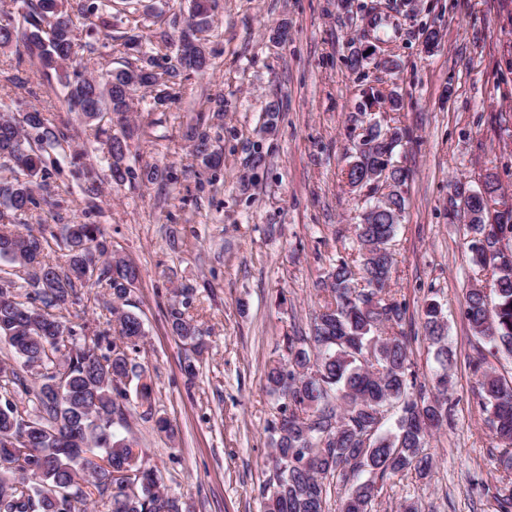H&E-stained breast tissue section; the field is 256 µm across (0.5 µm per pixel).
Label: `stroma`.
Returning a JSON list of instances; mask_svg holds the SVG:
<instances>
[{"instance_id": "1", "label": "stroma", "mask_w": 512, "mask_h": 512, "mask_svg": "<svg viewBox=\"0 0 512 512\" xmlns=\"http://www.w3.org/2000/svg\"><path fill=\"white\" fill-rule=\"evenodd\" d=\"M372 6L394 24L374 53L367 50ZM188 19V0H134L113 13L111 28L79 21L80 43L96 47L89 75L136 62L125 43L133 28L156 68L169 66L176 51L159 34H180ZM429 28L439 40L427 50ZM205 47L209 67L182 71L165 102L156 103L151 88L134 94L133 179L104 181L87 201L66 150H52L58 171L50 190L62 206L22 217L45 225L53 262L66 261L65 225L90 221L140 269L127 308L145 328L133 360L152 385V411L133 413L129 434L192 512H264L273 476L266 427L281 406L266 370L284 355L286 337L308 335L331 265L358 254L355 226L377 196L351 190L345 173L367 123L359 105L376 89L399 98L381 122L409 132L395 155L409 171V203L389 244L388 289L405 309L400 329L414 395L432 397L438 367L423 327L428 299L447 314L452 360L448 421L427 444L432 477L409 471L380 481L372 512L408 504L419 512H501L512 485L499 480L504 444L480 407L472 361L484 356L486 367L512 381V356L480 341L464 316L467 291H492L494 275L472 263L466 221L449 218L448 208L456 180L476 190L491 176L512 198V0H219ZM355 52L363 55L357 71L349 63ZM16 62L15 53H0V102L40 109L64 128L67 150L100 166L106 147L94 125L76 121L61 86L35 66L28 84L11 83ZM218 96L220 117L211 104ZM272 101L280 114L267 133L264 108ZM199 115L222 151L215 171L191 154L189 124ZM255 144L266 162L253 169L247 156ZM183 286L192 289L185 314L208 342L197 358L168 325ZM161 417L170 432L158 431Z\"/></svg>"}]
</instances>
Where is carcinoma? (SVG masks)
<instances>
[{
  "label": "carcinoma",
  "instance_id": "cac0c4a2",
  "mask_svg": "<svg viewBox=\"0 0 512 512\" xmlns=\"http://www.w3.org/2000/svg\"><path fill=\"white\" fill-rule=\"evenodd\" d=\"M217 0H191L190 26L207 32L214 22ZM112 0H21L18 15L0 13V50L18 54L10 81L26 84L24 60L37 66L42 77L56 80L65 90L67 111L95 123L96 136L106 137L111 180L122 183L133 176L125 165L128 121L133 93L141 87H162L180 75V69L202 70L206 52L179 66L156 72L128 65L99 77L85 75L84 58L75 50L77 17H96L109 27ZM121 133L112 132V120ZM405 129L374 123L361 134L363 149L355 151L356 172L386 165L406 138ZM66 133L37 108L20 116L0 113V167L15 177L0 180V260L23 269L30 291L18 299L13 281L0 283V340L8 342L26 368L0 376V512H88L91 501L101 512H185L183 504L165 491L157 470L148 465L132 436H122L115 425L126 426L131 414L128 387H135L137 405L152 410V386L145 369L132 361L145 332L141 319L117 303L127 302L139 269L109 252L99 224L66 225L67 267L47 261L49 241L42 232L13 221L34 209L61 207L46 189L56 162L48 150L62 145ZM192 154L210 169L220 165L203 123L190 136ZM81 191L88 198L100 194L102 180L95 169L80 163ZM394 189L370 205L369 224L355 227L360 243L358 264L339 260L327 277L329 299L315 316L307 336L286 338L287 357L269 366L268 388L285 400L281 417L269 433L274 472L265 496V512H324V479L338 476L350 484L341 512H370L378 494L377 480L413 471L432 476L434 462L425 453L432 428L448 416L447 397L438 393L420 402L408 392V341L395 331L404 315L400 303L385 297L393 257L386 245L393 239L406 210V171L393 172ZM468 218V250L474 264L495 270V299L481 288L466 293L465 316L478 338L512 354V258L502 259L499 244L512 238V211L491 214L474 196L463 207ZM110 291L114 334L88 323L74 329L58 312L80 298L90 280ZM172 333L201 354L204 333L173 306ZM427 339L436 347L439 369L436 387L448 388V320L442 306L429 300L423 308ZM67 335V343L56 337ZM62 367L67 377L61 389L55 376L32 368V363ZM481 374V408L490 416L496 436L512 444V383L473 361ZM317 372L319 377L311 376ZM30 398L35 414L19 411L16 396ZM394 421L385 427L386 415Z\"/></svg>",
  "mask_w": 512,
  "mask_h": 512
}]
</instances>
